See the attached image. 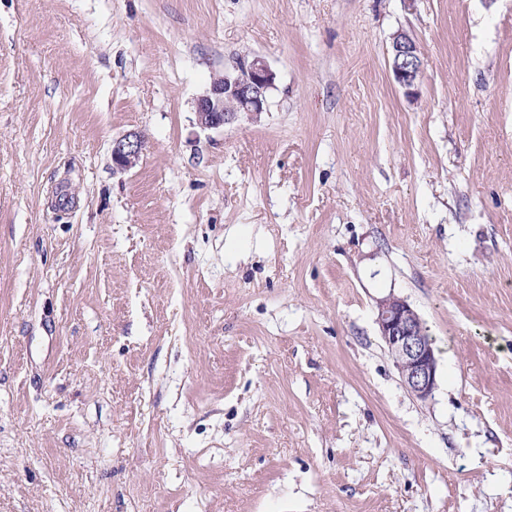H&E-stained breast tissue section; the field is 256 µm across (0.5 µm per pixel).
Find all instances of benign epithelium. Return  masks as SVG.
Segmentation results:
<instances>
[{
    "label": "benign epithelium",
    "instance_id": "obj_1",
    "mask_svg": "<svg viewBox=\"0 0 512 512\" xmlns=\"http://www.w3.org/2000/svg\"><path fill=\"white\" fill-rule=\"evenodd\" d=\"M390 58L394 81L407 98L418 99L423 61L416 41L402 30L396 32L390 42ZM275 81L276 74L261 58H237L232 68L214 79L206 94L198 98V124L212 129L243 115L258 117L266 111L267 96ZM144 147L143 137L136 133L117 139L112 142V163L118 169L129 170L137 165ZM376 322L406 391L421 402L432 399L437 389L438 360L418 313L406 300L390 295L379 301Z\"/></svg>",
    "mask_w": 512,
    "mask_h": 512
}]
</instances>
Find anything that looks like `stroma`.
<instances>
[{"instance_id": "obj_1", "label": "stroma", "mask_w": 512, "mask_h": 512, "mask_svg": "<svg viewBox=\"0 0 512 512\" xmlns=\"http://www.w3.org/2000/svg\"><path fill=\"white\" fill-rule=\"evenodd\" d=\"M0 512H512V0H0ZM390 67L394 81L407 98L418 99V85L423 74L421 51L416 41L405 31H397L390 42ZM275 81L276 74L261 58H237L232 68L215 78L206 94L198 98V124L212 129L237 121L243 115L257 118L266 111L267 96ZM145 142L140 134H129L112 142V163L121 170L135 167L144 150ZM376 322L406 391L421 402L432 399L437 389L438 360L418 313L406 300L390 295L379 301Z\"/></svg>"}]
</instances>
